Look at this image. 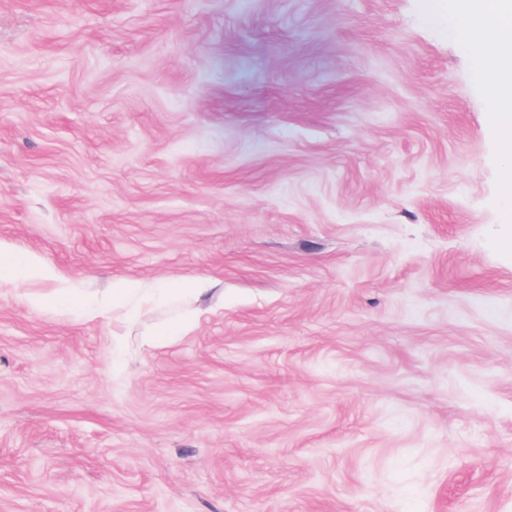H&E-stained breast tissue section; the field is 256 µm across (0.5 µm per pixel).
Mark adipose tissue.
Returning <instances> with one entry per match:
<instances>
[{"mask_svg": "<svg viewBox=\"0 0 512 512\" xmlns=\"http://www.w3.org/2000/svg\"><path fill=\"white\" fill-rule=\"evenodd\" d=\"M453 32L480 85L491 91L488 126L501 133V190L512 196V0H448Z\"/></svg>", "mask_w": 512, "mask_h": 512, "instance_id": "ef3b65f1", "label": "adipose tissue"}]
</instances>
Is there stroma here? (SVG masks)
<instances>
[{
	"mask_svg": "<svg viewBox=\"0 0 512 512\" xmlns=\"http://www.w3.org/2000/svg\"><path fill=\"white\" fill-rule=\"evenodd\" d=\"M487 105L446 0H0V512H512Z\"/></svg>",
	"mask_w": 512,
	"mask_h": 512,
	"instance_id": "obj_1",
	"label": "stroma"
}]
</instances>
